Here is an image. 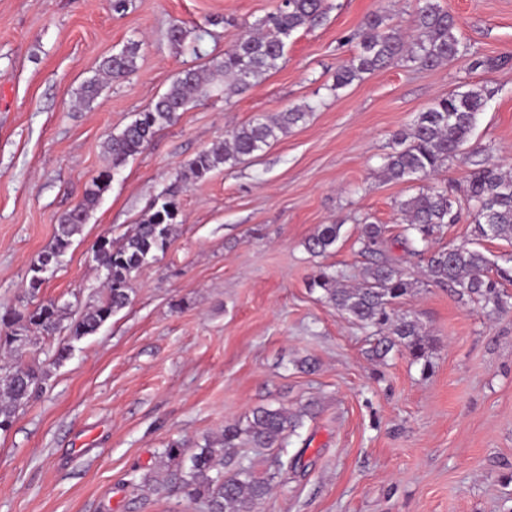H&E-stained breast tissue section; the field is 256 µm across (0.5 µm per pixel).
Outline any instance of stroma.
Listing matches in <instances>:
<instances>
[{
  "instance_id": "obj_1",
  "label": "stroma",
  "mask_w": 512,
  "mask_h": 512,
  "mask_svg": "<svg viewBox=\"0 0 512 512\" xmlns=\"http://www.w3.org/2000/svg\"><path fill=\"white\" fill-rule=\"evenodd\" d=\"M468 56L435 67L400 60L333 89L375 12L414 34L417 0H327L321 23L291 37L278 69L246 92L222 88L180 113L114 178L37 296L33 257L107 160L102 143L201 58L223 55L281 0H0V316L56 301L66 320L95 304L104 273L94 245L120 238L202 150L258 115L305 103L306 121L179 194L164 254L133 273L131 302L94 335L33 336L23 357L48 375L0 431V512H203L171 490H132L173 440L193 451L259 406L319 411L288 440L296 470L261 512H512V307L489 315L427 283L397 238V203L420 181L385 178L396 133L449 92L495 95L461 159L433 177L462 195L476 163L512 169V65L473 70L469 55L512 56V0H438ZM199 41L194 56L168 33ZM139 44L137 69L77 101L99 62ZM385 225L387 253L416 280L399 305L434 338L430 368L391 352L372 359L370 330L310 290L315 265L346 283L369 265L362 219ZM342 235L325 257L306 239ZM341 225L321 224L317 230L306 240L307 251L315 256H326L335 247L341 237Z\"/></svg>"
}]
</instances>
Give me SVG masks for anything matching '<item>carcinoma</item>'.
Wrapping results in <instances>:
<instances>
[{"mask_svg":"<svg viewBox=\"0 0 512 512\" xmlns=\"http://www.w3.org/2000/svg\"><path fill=\"white\" fill-rule=\"evenodd\" d=\"M326 14L325 0H282L279 9L255 23L253 30L239 36L205 68L183 70L156 100L120 133L103 142V153L111 165L101 170L85 189L81 201L63 214L54 241L32 261L28 289L37 294L45 277L41 266L54 268L82 231L89 213L109 189L112 179L126 162L140 154L157 131L177 120V114L209 95L208 86L225 80L230 89L242 93L260 83L278 68L288 39L297 30L312 27ZM416 36L405 41L385 15L366 17L360 34V51L349 64L336 71L334 89L350 85L362 75L384 68L403 57L424 67H434L467 54L456 35L457 21L437 0H418L414 19ZM139 44L131 42L100 64L106 80L118 82L136 71ZM492 91L473 87L437 99L426 111L418 113L410 132L395 136L397 148L384 157L382 171L394 181L427 179L447 165L463 149L475 127L479 112ZM314 107L306 104L264 115L233 129L224 141L201 151L189 164V174L160 192L149 206L147 215L118 241L109 235L96 242L95 257L105 271L101 298L68 326L69 336L79 340L95 334L119 310L130 303L129 280L134 271L166 249L173 224L177 223L178 184L206 178L214 169L234 165L243 158L263 150L279 135L306 120ZM406 225L400 236L404 251L424 264L427 282L450 288L464 304L479 305L488 314L507 305L505 284L512 283V267L500 266L481 250L465 242L448 247H434L441 232L468 216L476 242L506 240L512 243V172L495 163H479L469 174L464 197H453L445 185H426L415 195L397 204ZM342 225L321 224L306 240L307 251L325 256L341 237ZM386 228L365 221L356 243L362 254L377 260L364 270L362 281L353 287L341 283L343 275L320 266L309 281L311 290L319 289L322 297L338 312L362 327L374 330L376 341L371 348L375 359L383 360L395 350L412 362L429 366V338L419 323L396 312L395 305L411 294L417 281L400 263L382 255ZM64 311L54 301L38 304L27 313L14 312L0 317V349L10 354L25 350L31 335L52 336L62 329ZM46 372L34 367L14 366L0 374V430L9 429L17 409L38 388ZM315 403L309 401L295 409L284 406L258 407L242 421L224 425V431L185 456L178 441L170 442L162 452L165 469L154 476L152 489L158 491L174 483L183 496L200 503L206 512H258L270 495L275 478L294 469L297 458L283 448L288 436L299 435L304 419L314 415ZM237 448H277L273 471L256 474L252 465L235 457Z\"/></svg>","mask_w":512,"mask_h":512,"instance_id":"carcinoma-1","label":"carcinoma"}]
</instances>
